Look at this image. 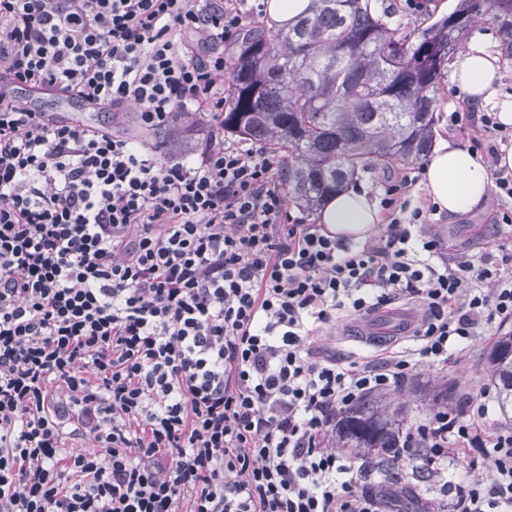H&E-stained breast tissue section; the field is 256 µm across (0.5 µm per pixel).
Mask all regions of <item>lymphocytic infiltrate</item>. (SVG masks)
<instances>
[{
	"label": "lymphocytic infiltrate",
	"instance_id": "lymphocytic-infiltrate-1",
	"mask_svg": "<svg viewBox=\"0 0 512 512\" xmlns=\"http://www.w3.org/2000/svg\"><path fill=\"white\" fill-rule=\"evenodd\" d=\"M246 0H0V512H378L336 415L512 320V248L448 263L401 203L357 245L290 223L282 162L224 138L225 46ZM7 84L140 136L31 108ZM194 110L197 156L148 140ZM453 126L498 153L493 113ZM412 345L343 364L314 336L392 305ZM488 389L405 434L448 512H512V431ZM87 436L101 454L68 451ZM490 461L455 485L460 451Z\"/></svg>",
	"mask_w": 512,
	"mask_h": 512
}]
</instances>
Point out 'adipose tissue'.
<instances>
[{"label": "adipose tissue", "mask_w": 512, "mask_h": 512, "mask_svg": "<svg viewBox=\"0 0 512 512\" xmlns=\"http://www.w3.org/2000/svg\"><path fill=\"white\" fill-rule=\"evenodd\" d=\"M487 34L478 32L453 62V78L475 105L495 112L503 129H512V93L503 89L498 59ZM512 170V145L501 144L494 161L484 160L466 144L445 141L434 148L423 167L422 189L438 210L457 217L486 210L492 169ZM321 223L342 240L363 241L382 222L381 211L367 190L336 194L322 210Z\"/></svg>", "instance_id": "adipose-tissue-1"}]
</instances>
